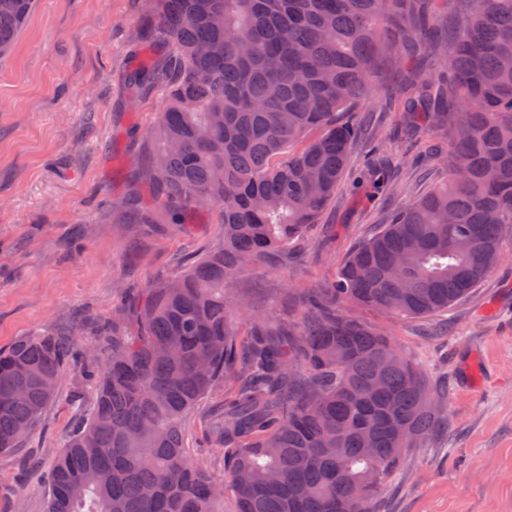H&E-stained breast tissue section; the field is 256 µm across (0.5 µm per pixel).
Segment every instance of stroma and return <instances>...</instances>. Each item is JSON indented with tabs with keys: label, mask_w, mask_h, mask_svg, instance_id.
I'll return each instance as SVG.
<instances>
[{
	"label": "stroma",
	"mask_w": 512,
	"mask_h": 512,
	"mask_svg": "<svg viewBox=\"0 0 512 512\" xmlns=\"http://www.w3.org/2000/svg\"><path fill=\"white\" fill-rule=\"evenodd\" d=\"M154 9L155 0H39L0 58V348L46 330L109 351L112 339L99 328L127 289L187 269L220 242L215 208L187 204L177 227L160 207L153 223L138 218L153 202L144 132L159 100L133 95L125 78L164 54L134 38ZM363 109L377 139L353 150L311 235L294 241L287 259L270 255L241 278L250 313L296 318V294L332 282L350 249L381 229L397 202L371 172L387 156L408 160L404 199L445 177L427 159L436 132L401 133V112L380 90ZM116 204L127 207L121 227L112 222ZM356 315L385 327L425 365L432 394L448 400L445 422L409 450L380 512H512V261L447 311ZM95 393L94 380L64 371L30 439L0 453V512H46L42 478ZM223 401L219 391L204 395L184 432L190 454L219 479L224 452L210 441L209 420Z\"/></svg>",
	"instance_id": "1"
}]
</instances>
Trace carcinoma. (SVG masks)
<instances>
[{"instance_id":"carcinoma-1","label":"carcinoma","mask_w":512,"mask_h":512,"mask_svg":"<svg viewBox=\"0 0 512 512\" xmlns=\"http://www.w3.org/2000/svg\"><path fill=\"white\" fill-rule=\"evenodd\" d=\"M156 0L135 37L166 49L127 79L161 106L148 182L176 215L221 211L223 245L149 284L112 319V350L49 335L0 349V452L31 435L64 366L98 377L47 476V512H377L405 451L445 419L420 367L352 307L422 318L469 296L509 255L512 232V0ZM36 0H0V56ZM420 54L434 80L409 68ZM446 140L448 180L397 208L336 279L297 295L299 316L249 322L250 267L308 232L351 150L375 136L358 103L374 86ZM313 131L319 135L313 139ZM229 392L212 433L217 482L188 454L185 419Z\"/></svg>"}]
</instances>
